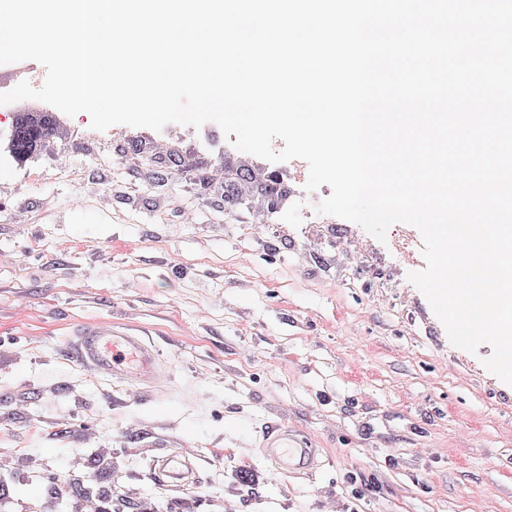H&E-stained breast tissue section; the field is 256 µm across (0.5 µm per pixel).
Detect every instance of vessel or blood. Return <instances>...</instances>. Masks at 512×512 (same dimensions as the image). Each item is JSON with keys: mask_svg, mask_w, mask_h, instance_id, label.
Wrapping results in <instances>:
<instances>
[{"mask_svg": "<svg viewBox=\"0 0 512 512\" xmlns=\"http://www.w3.org/2000/svg\"><path fill=\"white\" fill-rule=\"evenodd\" d=\"M78 343L72 344L71 355L80 364L125 384L140 395L151 396L169 380L154 347L139 337L117 331L111 322L85 323L76 330ZM260 451L283 474L296 471L313 475L324 465L317 449L293 444L286 421L270 424L262 435ZM191 462L182 452L168 451L158 457L154 468L157 485L168 486L177 469H190Z\"/></svg>", "mask_w": 512, "mask_h": 512, "instance_id": "1", "label": "vessel or blood"}]
</instances>
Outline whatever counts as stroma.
<instances>
[{
    "mask_svg": "<svg viewBox=\"0 0 512 512\" xmlns=\"http://www.w3.org/2000/svg\"><path fill=\"white\" fill-rule=\"evenodd\" d=\"M69 126L0 167V492L19 512L77 476L113 512H512V386L490 346L451 345L408 279L424 261L340 224L243 223L224 206L238 158L189 127L166 125L159 155L146 128ZM108 319L168 366L155 399L66 356L78 323ZM280 417L315 439L317 474L257 453ZM171 448L195 488L148 479Z\"/></svg>",
    "mask_w": 512,
    "mask_h": 512,
    "instance_id": "1",
    "label": "stroma"
}]
</instances>
